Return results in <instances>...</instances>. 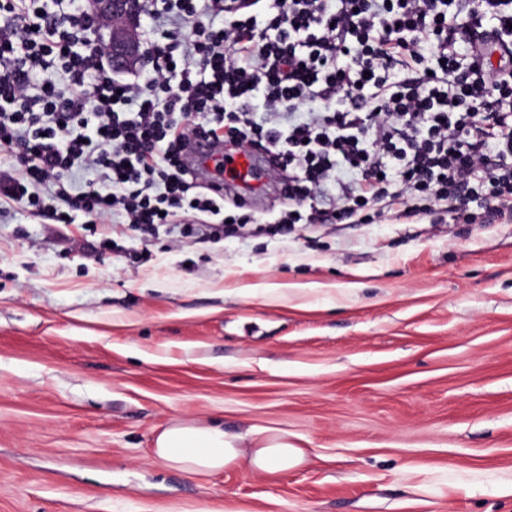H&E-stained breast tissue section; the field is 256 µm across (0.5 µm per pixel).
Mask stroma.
<instances>
[{"label":"stroma","mask_w":512,"mask_h":512,"mask_svg":"<svg viewBox=\"0 0 512 512\" xmlns=\"http://www.w3.org/2000/svg\"><path fill=\"white\" fill-rule=\"evenodd\" d=\"M178 420L307 460L182 472ZM0 512H512V224L212 243L0 205Z\"/></svg>","instance_id":"35a3bbf8"}]
</instances>
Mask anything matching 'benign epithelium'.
<instances>
[{
    "mask_svg": "<svg viewBox=\"0 0 512 512\" xmlns=\"http://www.w3.org/2000/svg\"><path fill=\"white\" fill-rule=\"evenodd\" d=\"M85 5L91 13L112 19L105 36L112 71L136 73L152 65L153 57L142 44L143 0H85Z\"/></svg>",
    "mask_w": 512,
    "mask_h": 512,
    "instance_id": "1",
    "label": "benign epithelium"
}]
</instances>
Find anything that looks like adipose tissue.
Instances as JSON below:
<instances>
[{
    "instance_id": "ef3b65f1",
    "label": "adipose tissue",
    "mask_w": 512,
    "mask_h": 512,
    "mask_svg": "<svg viewBox=\"0 0 512 512\" xmlns=\"http://www.w3.org/2000/svg\"><path fill=\"white\" fill-rule=\"evenodd\" d=\"M153 454L171 467L209 476L243 464L256 472L276 474L306 460L305 449L284 430L251 427L230 432L220 425L182 422L156 435Z\"/></svg>"
}]
</instances>
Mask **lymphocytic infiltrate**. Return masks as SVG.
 Segmentation results:
<instances>
[{
	"mask_svg": "<svg viewBox=\"0 0 512 512\" xmlns=\"http://www.w3.org/2000/svg\"><path fill=\"white\" fill-rule=\"evenodd\" d=\"M154 63L129 82L79 0H0V196L57 224L185 216L212 237L253 218L188 144L261 150L296 225L444 213L512 223V0H150ZM222 26H215L216 16ZM265 107L258 115L257 107ZM95 175L72 194L74 166Z\"/></svg>",
	"mask_w": 512,
	"mask_h": 512,
	"instance_id": "1",
	"label": "lymphocytic infiltrate"
}]
</instances>
